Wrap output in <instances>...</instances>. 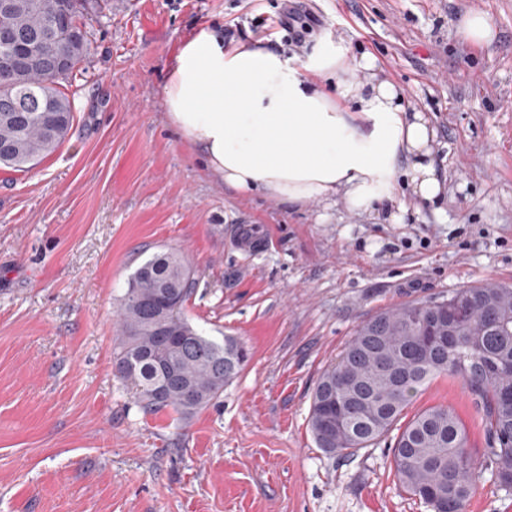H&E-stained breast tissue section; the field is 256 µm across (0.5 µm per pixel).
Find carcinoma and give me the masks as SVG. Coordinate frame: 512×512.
<instances>
[{"label": "carcinoma", "instance_id": "1", "mask_svg": "<svg viewBox=\"0 0 512 512\" xmlns=\"http://www.w3.org/2000/svg\"><path fill=\"white\" fill-rule=\"evenodd\" d=\"M0 8V36L10 32L38 57L29 68L5 61L0 46V165L25 171L67 139L74 105L60 82L86 63L89 40L81 22L89 0H9ZM56 23L52 38L39 32ZM58 55L71 67L49 69ZM184 255H152L133 273L119 312L114 375L136 390L146 411L172 410L187 418L216 401L249 359L234 336L218 341L183 314L196 285ZM468 307L455 344L438 335L448 307ZM458 378L474 399L487 443L481 461L467 429L447 406L401 423L411 398L432 380ZM309 430L317 447L349 457L398 430L394 476L432 512H464L483 474L512 491V286L484 282L446 298L405 302L363 321L312 393Z\"/></svg>", "mask_w": 512, "mask_h": 512}]
</instances>
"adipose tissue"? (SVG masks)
Instances as JSON below:
<instances>
[{
  "mask_svg": "<svg viewBox=\"0 0 512 512\" xmlns=\"http://www.w3.org/2000/svg\"><path fill=\"white\" fill-rule=\"evenodd\" d=\"M374 68L370 56L349 59L327 39L301 69L263 40L228 44L203 27L172 58L167 120L209 173L239 193L297 206L341 198L368 211L394 203L403 183L433 200L444 186L436 131Z\"/></svg>",
  "mask_w": 512,
  "mask_h": 512,
  "instance_id": "1",
  "label": "adipose tissue"
}]
</instances>
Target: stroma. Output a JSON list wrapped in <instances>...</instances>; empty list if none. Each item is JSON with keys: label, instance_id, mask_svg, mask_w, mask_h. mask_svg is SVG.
I'll list each match as a JSON object with an SVG mask.
<instances>
[{"label": "stroma", "instance_id": "1", "mask_svg": "<svg viewBox=\"0 0 512 512\" xmlns=\"http://www.w3.org/2000/svg\"><path fill=\"white\" fill-rule=\"evenodd\" d=\"M321 40L370 54L436 130L440 198L401 189L382 209L240 195L171 128L162 87L199 26L287 49L281 0H112L85 17L90 56L67 86L75 120L33 168L0 167V512H431L396 481L387 437L350 457L307 428L324 369L377 312L488 280L512 285V0H303ZM480 13L490 42L457 34ZM251 226L266 248L235 244ZM182 251L183 312L250 358L216 405L144 413L113 374L122 299L153 254ZM443 405L475 452L485 435L462 382L439 377L408 411Z\"/></svg>", "mask_w": 512, "mask_h": 512}]
</instances>
